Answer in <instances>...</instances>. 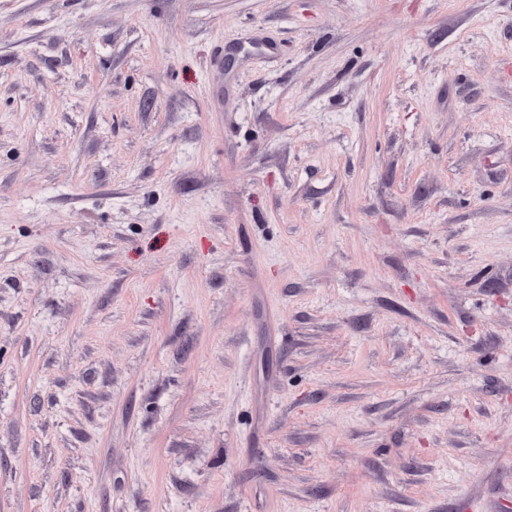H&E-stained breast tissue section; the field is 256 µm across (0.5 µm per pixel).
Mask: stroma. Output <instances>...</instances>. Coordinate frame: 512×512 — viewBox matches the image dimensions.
Returning <instances> with one entry per match:
<instances>
[{
    "label": "stroma",
    "instance_id": "stroma-1",
    "mask_svg": "<svg viewBox=\"0 0 512 512\" xmlns=\"http://www.w3.org/2000/svg\"><path fill=\"white\" fill-rule=\"evenodd\" d=\"M0 512H512V0H0Z\"/></svg>",
    "mask_w": 512,
    "mask_h": 512
}]
</instances>
